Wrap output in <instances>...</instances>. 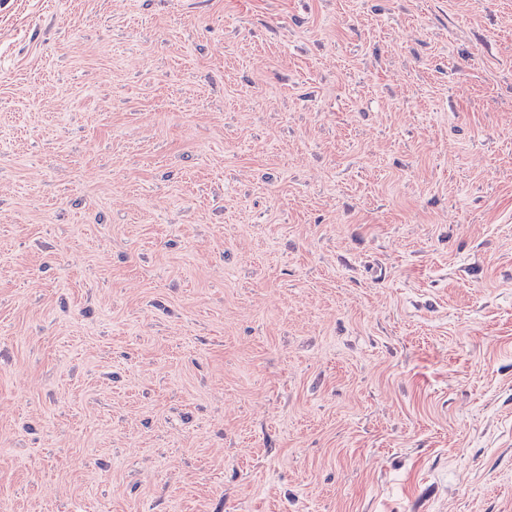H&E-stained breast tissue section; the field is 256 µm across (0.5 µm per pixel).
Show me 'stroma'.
I'll list each match as a JSON object with an SVG mask.
<instances>
[{
    "instance_id": "1",
    "label": "stroma",
    "mask_w": 512,
    "mask_h": 512,
    "mask_svg": "<svg viewBox=\"0 0 512 512\" xmlns=\"http://www.w3.org/2000/svg\"><path fill=\"white\" fill-rule=\"evenodd\" d=\"M0 512H512V0H0Z\"/></svg>"
}]
</instances>
